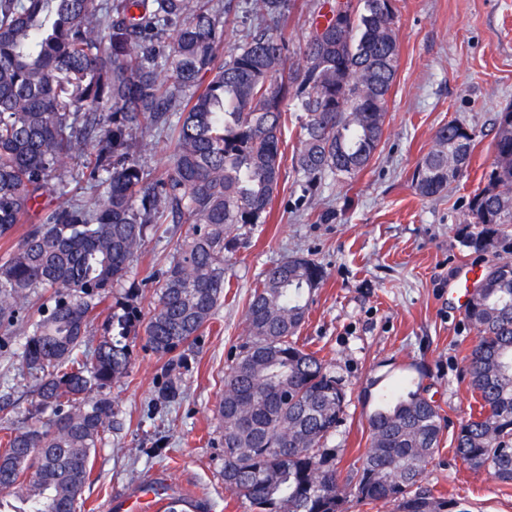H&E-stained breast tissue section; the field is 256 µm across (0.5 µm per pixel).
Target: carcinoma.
Wrapping results in <instances>:
<instances>
[{"label": "carcinoma", "mask_w": 512, "mask_h": 512, "mask_svg": "<svg viewBox=\"0 0 512 512\" xmlns=\"http://www.w3.org/2000/svg\"><path fill=\"white\" fill-rule=\"evenodd\" d=\"M400 0H336L318 13L298 62L273 32L295 0H245L259 20L218 60L221 15L233 0H0V239L12 238L37 199H62L0 257V326L31 300L20 349L39 398L32 423L5 427L0 512H79L91 457L112 432L106 390L129 374L130 340L143 337L173 363L224 302L234 231L263 224L282 177L285 108L301 112L293 172L304 190L348 180L382 140L397 71ZM173 139L168 167L139 159L136 134ZM476 134L452 122L417 163L415 190L442 193L464 174ZM98 190L89 203L68 190L71 163ZM167 213L188 225L160 272L148 318L111 312L96 345L91 313L131 282L145 241ZM477 250L509 247L512 110L498 113L488 185L468 208ZM320 265L290 257L268 267L247 307L248 338L224 373L215 414L224 486L251 512H343L347 499L394 512H469L423 486L444 418L423 386L425 370L376 379L370 445L341 478L329 438L346 391L318 352L299 343ZM477 340L464 356L479 410L456 435L473 470L512 481V275L496 276L468 302ZM51 410L48 418L41 417Z\"/></svg>", "instance_id": "obj_1"}]
</instances>
